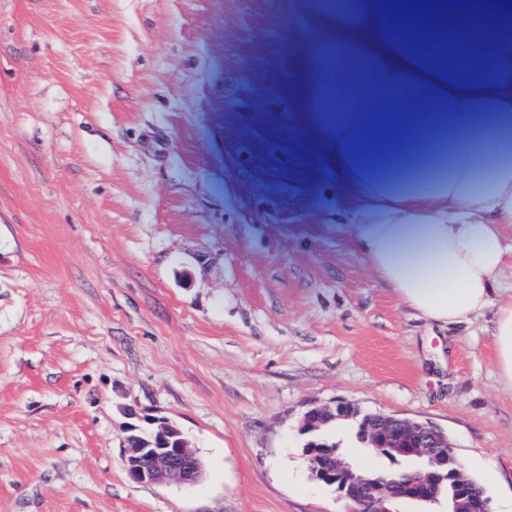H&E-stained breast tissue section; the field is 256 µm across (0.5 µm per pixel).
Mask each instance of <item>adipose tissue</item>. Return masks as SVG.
<instances>
[{"mask_svg": "<svg viewBox=\"0 0 512 512\" xmlns=\"http://www.w3.org/2000/svg\"><path fill=\"white\" fill-rule=\"evenodd\" d=\"M301 0L298 102L351 207V242L400 303L450 327L493 311L512 391V9L494 0Z\"/></svg>", "mask_w": 512, "mask_h": 512, "instance_id": "1", "label": "adipose tissue"}]
</instances>
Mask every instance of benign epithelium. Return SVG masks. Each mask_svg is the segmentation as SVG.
Segmentation results:
<instances>
[{
  "instance_id": "7a95c632",
  "label": "benign epithelium",
  "mask_w": 512,
  "mask_h": 512,
  "mask_svg": "<svg viewBox=\"0 0 512 512\" xmlns=\"http://www.w3.org/2000/svg\"><path fill=\"white\" fill-rule=\"evenodd\" d=\"M339 421L350 423L356 439L368 451L391 460L408 458L414 465L397 471L394 478L360 474L321 435ZM299 431L310 436L302 455L312 474L334 487L351 504V512H400L396 505L403 501L437 505L444 498L446 512H493L490 497L464 475L448 437L429 423L366 412L338 401L306 411ZM173 433L180 430L165 417H142L140 423L127 426L124 466L132 480L191 485L202 477V462L185 439L170 443Z\"/></svg>"
}]
</instances>
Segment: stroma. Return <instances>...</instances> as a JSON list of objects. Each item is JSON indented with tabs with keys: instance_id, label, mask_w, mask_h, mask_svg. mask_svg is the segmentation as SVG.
<instances>
[{
	"instance_id": "stroma-1",
	"label": "stroma",
	"mask_w": 512,
	"mask_h": 512,
	"mask_svg": "<svg viewBox=\"0 0 512 512\" xmlns=\"http://www.w3.org/2000/svg\"><path fill=\"white\" fill-rule=\"evenodd\" d=\"M299 0H0V512H350L298 431L431 423L512 512L491 317L417 318L354 250L298 105ZM205 467L146 485L131 414Z\"/></svg>"
}]
</instances>
